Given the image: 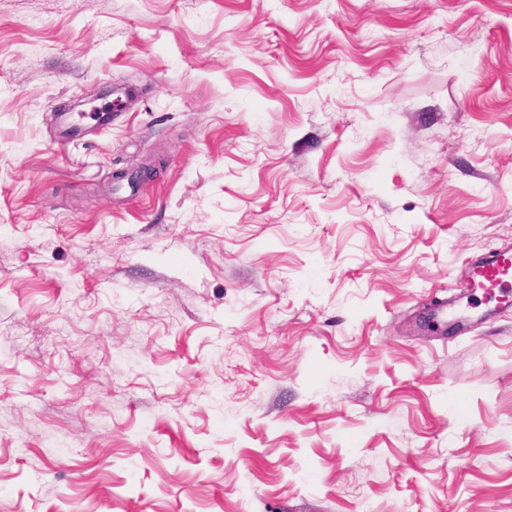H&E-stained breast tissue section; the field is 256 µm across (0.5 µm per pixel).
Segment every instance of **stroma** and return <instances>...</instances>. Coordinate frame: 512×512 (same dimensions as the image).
I'll return each mask as SVG.
<instances>
[{"instance_id":"35a3bbf8","label":"stroma","mask_w":512,"mask_h":512,"mask_svg":"<svg viewBox=\"0 0 512 512\" xmlns=\"http://www.w3.org/2000/svg\"><path fill=\"white\" fill-rule=\"evenodd\" d=\"M508 247L512 0H0V512H512ZM512 278V251L504 249L499 252L496 260L475 270L477 288L494 291L504 288Z\"/></svg>"}]
</instances>
